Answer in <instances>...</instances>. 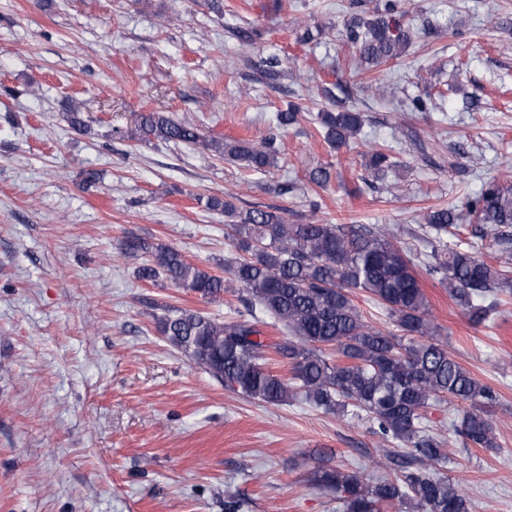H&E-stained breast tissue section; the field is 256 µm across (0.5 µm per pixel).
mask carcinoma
I'll return each instance as SVG.
<instances>
[{
	"mask_svg": "<svg viewBox=\"0 0 512 512\" xmlns=\"http://www.w3.org/2000/svg\"><path fill=\"white\" fill-rule=\"evenodd\" d=\"M401 0H381L371 14L352 13L344 41L366 67L401 57L416 32ZM257 31L242 33L240 57L250 59ZM316 123L334 148L357 138L363 115L350 109L317 112ZM130 138L198 144L226 161L256 172L278 167L280 151L271 135L256 145L246 139L207 137L165 112H142ZM371 173L384 176L397 167L392 156L370 146L364 153ZM211 210L224 212L228 239L238 256L224 262L250 304L248 318L220 322L201 312L154 300L159 331L187 358L224 388L270 405L303 398L327 412L351 414L369 423L382 441L397 444L380 460L386 474L373 483L356 472L318 469L315 485L336 492L344 512H471L465 490L432 471L448 461L446 442L427 425V414L442 401L454 403L453 433L465 445L496 448L490 408L500 394L464 368L437 333L415 264L400 241L381 224H293L288 217L259 208L240 210L231 200L211 197ZM475 220L473 235L490 239L499 252L491 264L470 249L445 248L444 236L456 226L455 208L423 215L433 249L425 275L448 289V296L474 325L489 320L512 294V186L495 181L466 203ZM121 255L140 260V279L169 282L206 301L224 294L223 278L195 266L177 249L138 236L124 240ZM364 292L385 309L397 332L370 326L354 302ZM287 330L286 342L271 343L257 314ZM291 366L286 379L266 369L269 352Z\"/></svg>",
	"mask_w": 512,
	"mask_h": 512,
	"instance_id": "obj_1",
	"label": "carcinoma"
}]
</instances>
